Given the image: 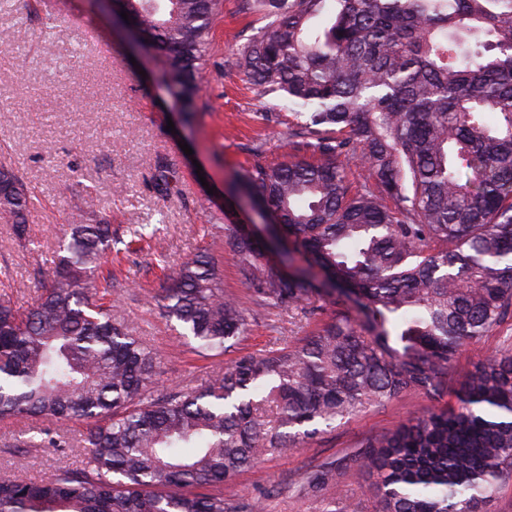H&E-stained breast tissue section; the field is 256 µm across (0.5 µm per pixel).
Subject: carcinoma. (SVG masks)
<instances>
[{
  "label": "carcinoma",
  "instance_id": "cac0c4a2",
  "mask_svg": "<svg viewBox=\"0 0 512 512\" xmlns=\"http://www.w3.org/2000/svg\"><path fill=\"white\" fill-rule=\"evenodd\" d=\"M268 26L231 65L292 107L289 160L256 161L230 193L281 227L280 263L224 225L242 283L266 307L309 306L311 270L357 299L278 349L240 351L193 388L159 396L161 355L125 326L100 278L112 225L71 224L27 308L0 297V419L86 425L80 468L0 473V512H264L223 486L374 404L448 387L457 356L512 320V0H262ZM222 0H124L162 57L156 80L190 121ZM367 173L352 192L347 167ZM32 198L0 166V219L28 236ZM158 227L129 229L132 246ZM158 304L204 357L248 316L200 252L166 274ZM30 441L70 442L50 429ZM350 473L376 512H484L512 479V339L462 381L452 406L362 437L306 477L316 497Z\"/></svg>",
  "mask_w": 512,
  "mask_h": 512
}]
</instances>
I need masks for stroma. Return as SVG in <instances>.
<instances>
[{
	"mask_svg": "<svg viewBox=\"0 0 512 512\" xmlns=\"http://www.w3.org/2000/svg\"><path fill=\"white\" fill-rule=\"evenodd\" d=\"M240 0H224L212 28L208 82L185 124L167 93L154 83L159 56H132L111 10L90 0H0V165L11 167L35 197L28 240L0 223V291L30 304L48 282L59 238L86 189L100 199L95 221L124 229L159 224L156 238L114 265L119 315L133 335L162 356L160 383L194 387L225 357L198 358L155 303L164 286L158 257L177 268L207 250L219 262L224 290L250 312L244 340L252 350L286 346L313 325L298 311L272 316L243 285L224 227L241 220V202L226 192L233 176L256 155L281 162L288 147L280 128L260 120L275 108L288 116L287 101L261 98L242 74L225 64L236 49L268 25L266 11L240 13ZM53 29H46L47 17ZM172 175L171 194L150 187L155 164ZM418 393L368 407L305 447L258 462L225 484L232 501L267 497V512H319L306 496L305 473L340 455L366 434L394 430L409 415L431 407ZM71 446L65 450L27 443L21 426L0 421V471L23 479H47L81 465V426L55 424Z\"/></svg>",
	"mask_w": 512,
	"mask_h": 512,
	"instance_id": "obj_1",
	"label": "stroma"
}]
</instances>
